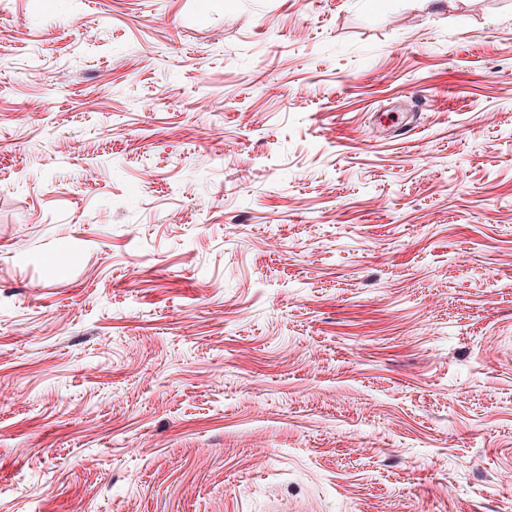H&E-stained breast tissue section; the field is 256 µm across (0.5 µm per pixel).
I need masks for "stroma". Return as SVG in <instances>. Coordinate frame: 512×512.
<instances>
[{"label":"stroma","mask_w":512,"mask_h":512,"mask_svg":"<svg viewBox=\"0 0 512 512\" xmlns=\"http://www.w3.org/2000/svg\"><path fill=\"white\" fill-rule=\"evenodd\" d=\"M297 2L0 0V512H512V0Z\"/></svg>","instance_id":"stroma-1"}]
</instances>
